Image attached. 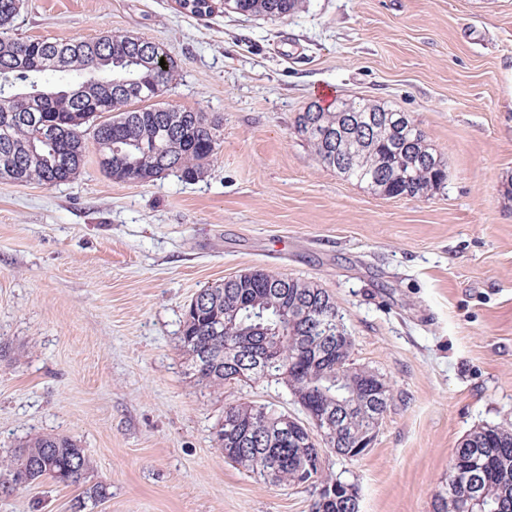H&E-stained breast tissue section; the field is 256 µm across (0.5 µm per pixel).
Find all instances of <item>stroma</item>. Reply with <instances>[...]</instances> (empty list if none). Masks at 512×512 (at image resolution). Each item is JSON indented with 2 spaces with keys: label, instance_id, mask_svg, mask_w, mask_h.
I'll return each instance as SVG.
<instances>
[{
  "label": "stroma",
  "instance_id": "stroma-1",
  "mask_svg": "<svg viewBox=\"0 0 512 512\" xmlns=\"http://www.w3.org/2000/svg\"><path fill=\"white\" fill-rule=\"evenodd\" d=\"M106 31L162 44L179 76L161 102L219 118V140L193 181L113 180L90 140L69 182H0V457L59 435L90 460L82 485L0 467V512H312L314 488L215 442L232 404L304 418L288 389L202 387L181 348L192 297L254 268L326 290L391 388L371 448L325 471L359 512H433L461 439L512 423V0H308L275 22L25 0L11 36ZM359 99L411 113L444 185L387 198L323 167L296 114Z\"/></svg>",
  "mask_w": 512,
  "mask_h": 512
}]
</instances>
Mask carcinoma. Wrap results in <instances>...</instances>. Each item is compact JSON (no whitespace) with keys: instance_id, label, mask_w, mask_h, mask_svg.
Listing matches in <instances>:
<instances>
[{"instance_id":"carcinoma-1","label":"carcinoma","mask_w":512,"mask_h":512,"mask_svg":"<svg viewBox=\"0 0 512 512\" xmlns=\"http://www.w3.org/2000/svg\"><path fill=\"white\" fill-rule=\"evenodd\" d=\"M213 0H177L197 17L213 13ZM305 0H222L224 11L271 22L294 14ZM22 0H0V181L57 185L71 181L93 129L98 163L118 181H149L174 174L193 181L213 156L219 122L177 107L160 111L158 90L177 79L178 64L160 44L113 33L98 38L18 40L9 36ZM165 66H160V62ZM134 79L127 93L107 94L96 81ZM109 117L102 118V113ZM295 132L319 161L350 181L390 198L427 197L447 179V167L411 115L368 100L344 102L331 112L318 104L299 112ZM339 310L316 284L264 269L251 270L200 290L189 304L180 336L193 375L207 387L229 374L244 381L284 384L312 411L346 407L335 425L334 448L350 450L352 436L383 418L391 393L372 411L358 405L371 395L373 371L351 359L352 342L336 337ZM282 337V357L267 351ZM283 414L241 403L216 431L230 461L272 485L310 483L312 512H357L350 483L323 474V449L300 448L278 435ZM454 455L474 475L486 501L512 512V425L485 424ZM16 484L51 475L79 484L89 469L84 449L65 436H36L0 462ZM468 487L437 495L434 512H463Z\"/></svg>"}]
</instances>
